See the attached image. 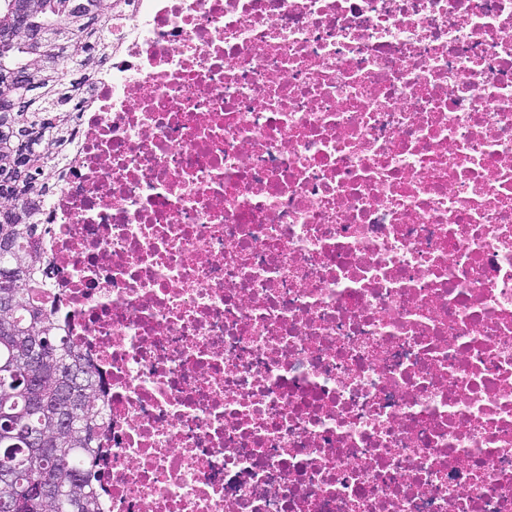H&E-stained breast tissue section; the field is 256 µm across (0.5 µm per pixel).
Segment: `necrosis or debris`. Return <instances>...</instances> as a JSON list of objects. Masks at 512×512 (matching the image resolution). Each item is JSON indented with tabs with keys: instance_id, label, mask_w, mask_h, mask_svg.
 <instances>
[{
	"instance_id": "1",
	"label": "necrosis or debris",
	"mask_w": 512,
	"mask_h": 512,
	"mask_svg": "<svg viewBox=\"0 0 512 512\" xmlns=\"http://www.w3.org/2000/svg\"><path fill=\"white\" fill-rule=\"evenodd\" d=\"M44 223L100 512H512V0H129Z\"/></svg>"
}]
</instances>
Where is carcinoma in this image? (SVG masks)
Listing matches in <instances>:
<instances>
[{"label": "carcinoma", "mask_w": 512, "mask_h": 512, "mask_svg": "<svg viewBox=\"0 0 512 512\" xmlns=\"http://www.w3.org/2000/svg\"><path fill=\"white\" fill-rule=\"evenodd\" d=\"M0 0V502L33 485L41 495L23 497L22 512H98L95 485L101 476L93 448L105 430L104 405L91 393L96 368L83 361L56 309L38 303L43 265L40 240L52 231L41 215L56 175L81 128L85 98L112 58L108 22L127 0H86L98 21L89 24L70 0H29L27 13ZM47 28L57 42L34 45L24 29ZM80 58L74 72L71 60ZM41 91L31 111L16 101Z\"/></svg>", "instance_id": "obj_1"}]
</instances>
